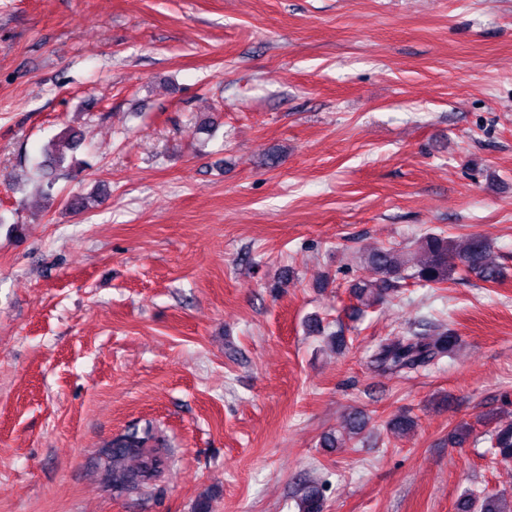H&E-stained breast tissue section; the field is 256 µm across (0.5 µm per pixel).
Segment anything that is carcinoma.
<instances>
[{"instance_id": "1", "label": "carcinoma", "mask_w": 512, "mask_h": 512, "mask_svg": "<svg viewBox=\"0 0 512 512\" xmlns=\"http://www.w3.org/2000/svg\"><path fill=\"white\" fill-rule=\"evenodd\" d=\"M454 244L442 233H429L421 238L419 249L425 259L421 264L412 265L410 254L392 247H371L361 253V259L372 272V278L352 285V294L358 302L356 312L360 313L383 302L392 290L396 280L407 270L409 278L422 286L436 288L453 279L454 275L473 273L488 283H497L502 278L501 268L491 257L488 243L473 236L456 251L458 263L448 264V253ZM458 337L443 331L435 339L428 340L411 331H399L395 336L378 346L370 356V366L400 373L406 369L416 370L430 364L437 358L445 357L453 350ZM362 429V421L356 415L348 416L347 432L339 436L329 434L323 444L338 448L353 439ZM489 454L496 464L512 465V423L498 426L491 432ZM158 437L153 428L136 429L114 439L106 450L110 467L112 487L123 492L130 487L149 485L156 481L165 469V458L157 447ZM133 459L137 466L130 469L125 461ZM503 495L495 491L474 492L466 490L461 495L457 512H504L499 503ZM299 512H322V500L318 490L312 488L300 499Z\"/></svg>"}]
</instances>
